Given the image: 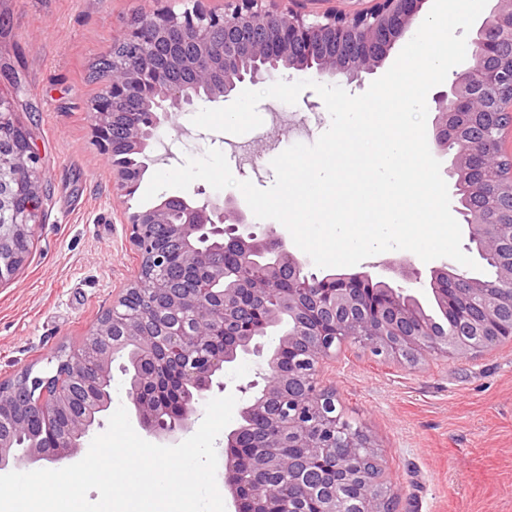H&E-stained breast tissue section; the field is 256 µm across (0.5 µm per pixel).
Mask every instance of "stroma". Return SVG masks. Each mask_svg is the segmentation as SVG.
<instances>
[{
    "label": "stroma",
    "mask_w": 512,
    "mask_h": 512,
    "mask_svg": "<svg viewBox=\"0 0 512 512\" xmlns=\"http://www.w3.org/2000/svg\"><path fill=\"white\" fill-rule=\"evenodd\" d=\"M167 7L183 9L180 0H0V55L35 104L17 119L37 138L47 189L28 258L0 285L2 382L27 369L55 374L60 349L78 346L136 276L120 214L144 209V191L112 196V166L89 119L91 72L142 9ZM257 111L262 126L242 135L197 128L191 113H178L166 131L174 156L159 169L216 148L236 179L266 189L272 159L331 124L311 89L296 104L268 98ZM319 383L381 449L399 512H512V343L415 367L351 344L323 363Z\"/></svg>",
    "instance_id": "35a3bbf8"
}]
</instances>
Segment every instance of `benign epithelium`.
I'll list each match as a JSON object with an SVG mask.
<instances>
[{
  "instance_id": "obj_1",
  "label": "benign epithelium",
  "mask_w": 512,
  "mask_h": 512,
  "mask_svg": "<svg viewBox=\"0 0 512 512\" xmlns=\"http://www.w3.org/2000/svg\"><path fill=\"white\" fill-rule=\"evenodd\" d=\"M277 0H228L218 15L201 0L177 13L143 10L134 25L112 38V76L99 81L91 105L98 147L112 159V194L122 196L154 162L152 148L176 112L201 101L237 96L247 83L273 81L288 70L349 81L373 74L395 43L420 22L423 0H371L369 9L309 18L297 9H275ZM512 0H494L471 38L469 67L448 90L433 96L435 150L448 154L458 124L480 113L495 130L487 147L456 149L448 176L471 199L467 249L498 265L488 283L451 264L430 270L436 315L412 304L410 289L390 288L371 272L319 277L289 252L274 228L261 235L236 201L205 195L198 187L130 213L131 242L140 268L126 292L65 353L64 371L47 379L27 370L23 389L0 382V470L57 462L76 454L112 403V365L133 368L127 397L138 426L161 443H174L191 429L200 404L224 389V367L249 355L272 371L241 388L252 391L241 423L225 435L224 479L235 512H297L296 503L313 475L311 460L338 458V489L322 498L320 512H344L338 490L358 488L361 512H397L398 495L382 472L371 436L348 420L336 396L319 387L318 368L336 349L360 344L397 362L418 365L436 356L467 358L512 340V224H480L478 184L465 181L490 161H512L503 152L502 131L512 118ZM0 283L28 257V242L41 224L44 174L29 134L18 124L14 101L0 97ZM133 156L139 166L130 165ZM183 258L191 287L176 288L170 251ZM233 255L237 272H226ZM408 284H424L422 272L404 259L382 264ZM336 283L329 303L319 280ZM288 281L286 288L271 284ZM288 322L278 344L261 342L274 323ZM70 420L58 424V413ZM29 418L57 431L48 448L26 429ZM296 453L280 452L281 436ZM286 472L288 482L268 489L266 475Z\"/></svg>"
}]
</instances>
